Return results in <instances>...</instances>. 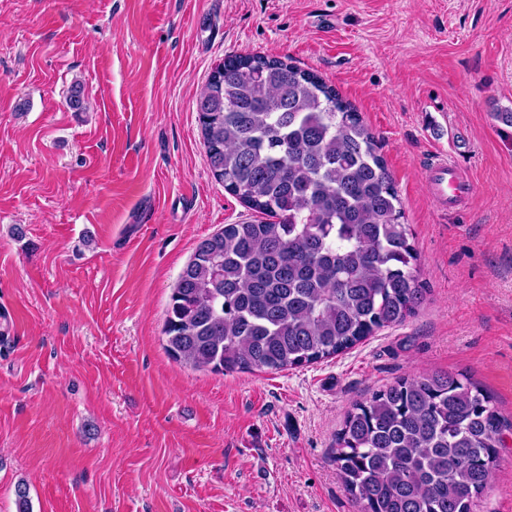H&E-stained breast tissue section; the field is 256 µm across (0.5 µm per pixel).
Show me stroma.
Instances as JSON below:
<instances>
[{
  "label": "stroma",
  "instance_id": "stroma-1",
  "mask_svg": "<svg viewBox=\"0 0 512 512\" xmlns=\"http://www.w3.org/2000/svg\"><path fill=\"white\" fill-rule=\"evenodd\" d=\"M289 59L378 139L426 300L282 372L196 371L162 328L196 246L256 214L209 169L196 107L230 55ZM89 103L68 105L73 83ZM512 0H0V512H357L352 405L467 374L512 421ZM448 154L475 194L429 193ZM476 512H512V435Z\"/></svg>",
  "mask_w": 512,
  "mask_h": 512
}]
</instances>
